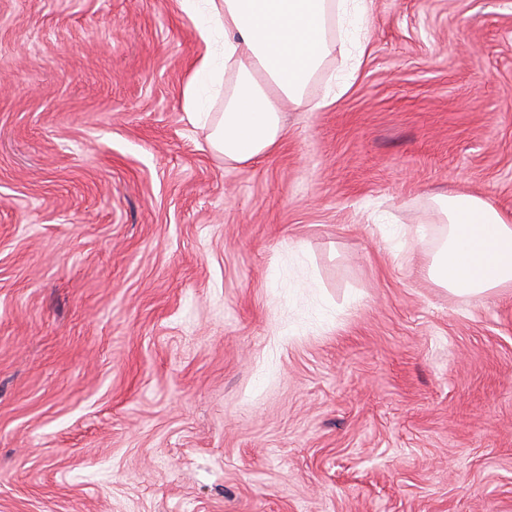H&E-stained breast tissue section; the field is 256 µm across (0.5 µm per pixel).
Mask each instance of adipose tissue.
<instances>
[{
    "label": "adipose tissue",
    "mask_w": 512,
    "mask_h": 512,
    "mask_svg": "<svg viewBox=\"0 0 512 512\" xmlns=\"http://www.w3.org/2000/svg\"><path fill=\"white\" fill-rule=\"evenodd\" d=\"M204 44L224 31V69L234 78L212 145L225 162L245 163L271 151L282 135L277 102H301L327 50L331 11L366 0H209ZM448 232L429 276L458 295L479 297L512 285V218L470 194L440 197Z\"/></svg>",
    "instance_id": "obj_1"
}]
</instances>
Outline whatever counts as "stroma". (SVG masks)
<instances>
[{"mask_svg":"<svg viewBox=\"0 0 512 512\" xmlns=\"http://www.w3.org/2000/svg\"><path fill=\"white\" fill-rule=\"evenodd\" d=\"M367 6L228 164L179 0H0V512H512V288L427 273L512 214V0ZM437 201L448 233L429 266L434 283L474 297L512 285V217L475 195L448 194Z\"/></svg>","mask_w":512,"mask_h":512,"instance_id":"35a3bbf8","label":"stroma"}]
</instances>
